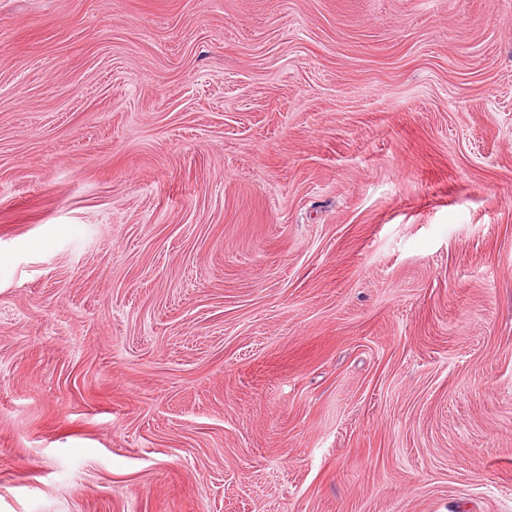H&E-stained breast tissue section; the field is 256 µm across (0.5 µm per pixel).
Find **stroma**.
Instances as JSON below:
<instances>
[{
	"instance_id": "obj_1",
	"label": "stroma",
	"mask_w": 512,
	"mask_h": 512,
	"mask_svg": "<svg viewBox=\"0 0 512 512\" xmlns=\"http://www.w3.org/2000/svg\"><path fill=\"white\" fill-rule=\"evenodd\" d=\"M0 512H512V0H0Z\"/></svg>"
}]
</instances>
